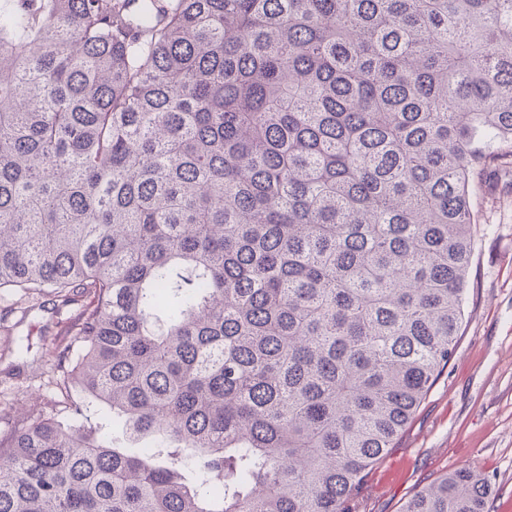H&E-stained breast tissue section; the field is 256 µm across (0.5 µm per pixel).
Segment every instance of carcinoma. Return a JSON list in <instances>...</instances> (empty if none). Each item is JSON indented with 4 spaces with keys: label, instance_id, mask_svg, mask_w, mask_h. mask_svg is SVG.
Listing matches in <instances>:
<instances>
[{
    "label": "carcinoma",
    "instance_id": "1",
    "mask_svg": "<svg viewBox=\"0 0 512 512\" xmlns=\"http://www.w3.org/2000/svg\"><path fill=\"white\" fill-rule=\"evenodd\" d=\"M512 0H0V291L80 306L0 512H347L455 348ZM468 467L402 512H486Z\"/></svg>",
    "mask_w": 512,
    "mask_h": 512
}]
</instances>
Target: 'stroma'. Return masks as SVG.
<instances>
[{
    "label": "stroma",
    "mask_w": 512,
    "mask_h": 512,
    "mask_svg": "<svg viewBox=\"0 0 512 512\" xmlns=\"http://www.w3.org/2000/svg\"><path fill=\"white\" fill-rule=\"evenodd\" d=\"M474 251L455 350L394 448L373 466L354 501L356 512H402L422 486L470 466L487 477L488 512H512V169L492 170L473 202ZM74 310L48 295H0V432L29 408L64 426L111 432L130 441L101 402L62 395L45 356ZM76 403L78 412L68 409Z\"/></svg>",
    "instance_id": "35a3bbf8"
}]
</instances>
